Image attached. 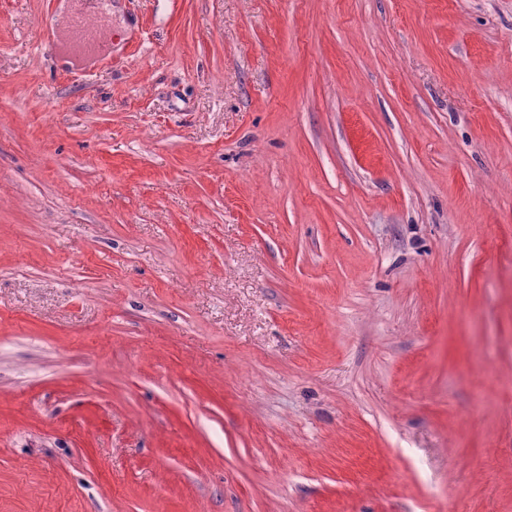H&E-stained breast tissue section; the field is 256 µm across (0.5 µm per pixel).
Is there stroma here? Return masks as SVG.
Wrapping results in <instances>:
<instances>
[{"label": "stroma", "instance_id": "obj_1", "mask_svg": "<svg viewBox=\"0 0 512 512\" xmlns=\"http://www.w3.org/2000/svg\"><path fill=\"white\" fill-rule=\"evenodd\" d=\"M0 0V512H512V0ZM75 8L70 21L68 36L70 42L88 55H103L107 52L106 36L99 17L106 14L109 0H75Z\"/></svg>", "mask_w": 512, "mask_h": 512}]
</instances>
